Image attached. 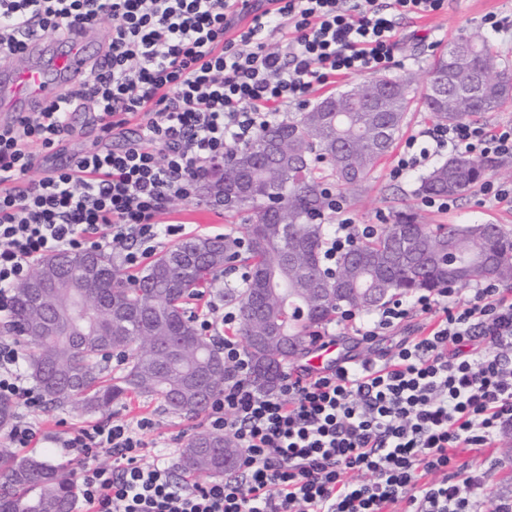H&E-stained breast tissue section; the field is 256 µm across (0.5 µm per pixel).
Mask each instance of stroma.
Listing matches in <instances>:
<instances>
[{
    "label": "stroma",
    "mask_w": 512,
    "mask_h": 512,
    "mask_svg": "<svg viewBox=\"0 0 512 512\" xmlns=\"http://www.w3.org/2000/svg\"><path fill=\"white\" fill-rule=\"evenodd\" d=\"M447 3V9L440 13L409 22L408 28L415 31L416 36L402 44L389 67L390 74L410 75L418 87H425L434 54L459 38L483 32L487 15L494 14L512 21V0H447ZM394 161V155H387L365 187L342 195L344 211L354 223L375 224L382 219L390 222L399 213L411 211L426 224L475 221L498 224L512 232V208L488 200L477 188L458 197L450 210L425 207L417 191L416 175L402 179L390 177ZM248 219V214L231 217L224 209L197 199L175 201L159 217L160 223L182 224L191 234L211 236L229 232L243 235ZM420 323V318H409L370 343L362 341L350 329L332 322L328 323L327 329L341 343L345 356L363 359L378 357L402 339L414 336ZM112 412L126 419L151 417L156 423L153 441L174 450L183 447L193 434L208 429L206 417L190 419L176 415L163 410L155 401L138 396L114 406ZM484 456L491 465L488 485L493 498L512 500V432L494 447L485 449Z\"/></svg>",
    "instance_id": "obj_1"
}]
</instances>
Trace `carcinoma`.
<instances>
[{"label":"carcinoma","instance_id":"carcinoma-1","mask_svg":"<svg viewBox=\"0 0 512 512\" xmlns=\"http://www.w3.org/2000/svg\"><path fill=\"white\" fill-rule=\"evenodd\" d=\"M466 46L465 59L448 50L435 55L430 83L448 75L488 72L476 107L448 110V101L431 87L419 91L412 81L378 74L342 93H330L341 112H300L262 131L248 144L224 154L248 193L237 206L251 212L247 246L235 237H194L154 257L139 276L127 277L112 254L60 253L40 261L32 276L15 288L11 319L3 333L24 352L31 378L50 408L76 405L86 413L107 414L130 395L157 400L174 414L203 413L229 376L219 348L200 335L188 300L211 288L230 264L247 269L239 288H227L224 302L238 315L237 333L250 357L251 379L260 391L274 388L284 365L295 354L274 340L254 345L247 337L277 328L306 349L311 330L332 321L339 310L369 313L386 301L445 285L463 286L485 279L512 282V235L495 224H423L400 214L374 238L341 256L334 272L322 267L321 249L330 225L325 186L354 192L372 178L401 131L408 112L420 108L438 122L455 124L502 111L512 101L504 86L512 72L500 67L499 51L488 36L456 41ZM392 86L385 112H358L376 97L374 82ZM276 138L288 140V154L267 158ZM484 164L453 156L435 163L419 177L425 195L460 197L482 177ZM493 255L497 265L483 269ZM55 287L42 293L38 280ZM323 295H315L316 284ZM261 306L250 321L246 307ZM117 356L121 368L107 374L104 363ZM191 436L179 452L178 467L186 473L222 476L237 464L240 449L232 437L214 436L215 447H195ZM76 484L72 474L45 456L16 458L0 449V512H74Z\"/></svg>","mask_w":512,"mask_h":512}]
</instances>
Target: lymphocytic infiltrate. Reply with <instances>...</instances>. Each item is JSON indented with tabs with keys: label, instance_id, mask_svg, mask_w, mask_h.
<instances>
[{
	"label": "lymphocytic infiltrate",
	"instance_id": "lymphocytic-infiltrate-1",
	"mask_svg": "<svg viewBox=\"0 0 512 512\" xmlns=\"http://www.w3.org/2000/svg\"><path fill=\"white\" fill-rule=\"evenodd\" d=\"M445 0H0V59L20 53L37 29L63 36L112 25L103 66L58 100L0 126V314L41 259L61 251H111L139 267L160 240L182 237L159 223L176 200L196 199L206 166L250 141L282 104L330 79L389 67L402 21ZM280 50H270V36ZM93 113L115 141L47 167ZM485 160L512 158V121L430 124L405 142L390 175L399 179L441 150ZM41 177H33V170ZM375 224L343 218L325 246L335 261ZM433 323L379 358L309 377L286 373L270 392L249 383L251 362L225 335L234 312L205 313L199 329L222 342L230 375L208 408V426L230 434L241 456L223 480L175 477L150 460L151 418L116 416L62 432L82 465L86 512H479L486 473L458 451L480 452L512 429V289L488 280L465 301L451 288L384 304L338 322L373 341L409 317ZM0 399L24 410L11 447L36 448L34 417L45 408L14 344L0 341ZM108 452L112 465L98 464Z\"/></svg>",
	"mask_w": 512,
	"mask_h": 512
}]
</instances>
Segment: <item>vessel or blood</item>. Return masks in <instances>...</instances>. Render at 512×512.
<instances>
[{
  "instance_id": "b4317fda",
  "label": "vessel or blood",
  "mask_w": 512,
  "mask_h": 512,
  "mask_svg": "<svg viewBox=\"0 0 512 512\" xmlns=\"http://www.w3.org/2000/svg\"><path fill=\"white\" fill-rule=\"evenodd\" d=\"M100 43L97 31L88 28L63 40L28 36L22 54L0 60V124L57 100L72 81L101 65ZM337 349L326 340L314 343L306 371L316 376L340 365Z\"/></svg>"
}]
</instances>
